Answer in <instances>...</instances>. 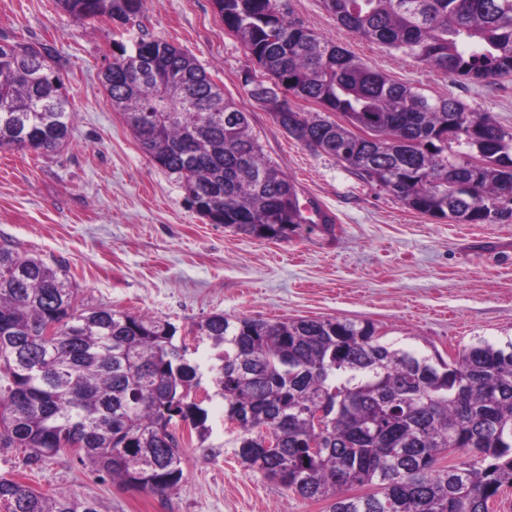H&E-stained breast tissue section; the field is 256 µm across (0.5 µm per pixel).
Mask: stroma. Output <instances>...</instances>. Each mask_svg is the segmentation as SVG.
<instances>
[{
	"label": "stroma",
	"mask_w": 512,
	"mask_h": 512,
	"mask_svg": "<svg viewBox=\"0 0 512 512\" xmlns=\"http://www.w3.org/2000/svg\"><path fill=\"white\" fill-rule=\"evenodd\" d=\"M293 16L395 81L431 98L452 95L512 131V76H450L336 23L322 0H286ZM168 40L247 112L264 154L293 182L306 224L281 241L209 223L177 176L141 149L100 81L117 43L139 29ZM0 42L54 49L73 132L54 152L0 150V242L62 262L79 307L170 320L179 332L209 315L231 320L324 317L370 322L384 341L453 356L485 340L512 341V223L454 224L405 206L336 159L289 137L247 94L255 66L213 0H147L141 28L81 21L57 0H0ZM183 448L184 478L167 498L100 478L71 453L20 472L0 448V476L39 493L97 499L102 512H328L243 467L231 454Z\"/></svg>",
	"instance_id": "35a3bbf8"
}]
</instances>
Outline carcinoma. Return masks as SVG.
I'll return each mask as SVG.
<instances>
[{
	"mask_svg": "<svg viewBox=\"0 0 512 512\" xmlns=\"http://www.w3.org/2000/svg\"><path fill=\"white\" fill-rule=\"evenodd\" d=\"M79 20L124 25L144 0H58ZM338 24L451 76L512 74V0H323ZM224 27L273 85L248 88L289 137L354 169L408 208L457 224H511L512 133L451 96L429 98L292 18L282 0H214ZM117 44L105 87L144 153L182 180L199 213L279 240L303 223L288 175L264 156L246 113L181 48ZM46 44H0V149L55 150L71 132L68 94ZM312 102L300 112L290 98ZM197 102V109L184 101ZM64 267L0 244V448L40 470L72 452L126 488L168 496L184 477L179 431L208 458L241 465L330 512H490L512 489V341L420 356L369 322L213 314L208 343L227 438L210 441L191 396L201 364L177 327L147 314L78 308ZM55 337L45 338L48 328ZM324 413L325 428L310 419ZM277 446L264 448L267 436ZM81 443L75 449L72 444ZM6 512H101L0 476Z\"/></svg>",
	"mask_w": 512,
	"mask_h": 512,
	"instance_id": "carcinoma-1",
	"label": "carcinoma"
}]
</instances>
